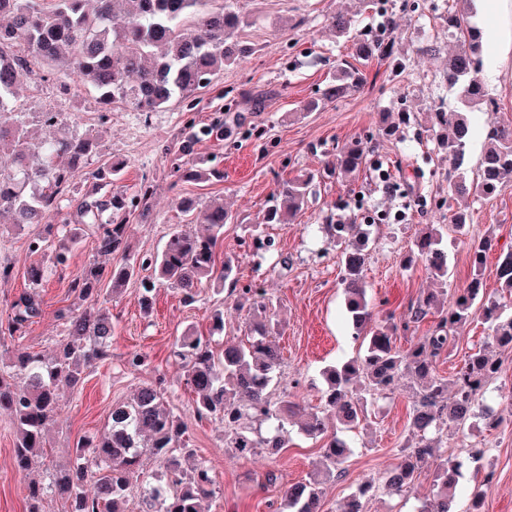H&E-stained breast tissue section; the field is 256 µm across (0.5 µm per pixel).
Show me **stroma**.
Wrapping results in <instances>:
<instances>
[{
	"label": "stroma",
	"mask_w": 512,
	"mask_h": 512,
	"mask_svg": "<svg viewBox=\"0 0 512 512\" xmlns=\"http://www.w3.org/2000/svg\"><path fill=\"white\" fill-rule=\"evenodd\" d=\"M249 26L238 39L248 49L236 64L214 75L212 84L193 100L173 103L154 112H138L124 105L103 107L77 77L45 78L35 71L20 92L27 128L33 138L55 131L92 133L99 147L74 178L71 193L98 192L100 167L114 160L124 164L117 188L133 196L141 181L153 183L147 213L128 217V240L134 252L151 255L168 235L183 228L179 203L189 198L199 208L224 204L235 220L225 225L219 260H231L237 285L200 288L193 305L159 287L151 317L139 306V279H132L112 302L118 320L112 336V357L87 372L76 388L63 389L60 411L51 425L44 456L33 470L13 465L15 430L7 412H0V512H26V486L44 478L47 470L70 461L77 442L99 435L114 406L129 401L137 388L155 377L165 379L170 408L187 424L186 440L194 450L193 463L208 468L215 494L206 512H271L289 485L308 481L321 465V443L301 435L275 456L260 448L240 457L218 420H198L193 414L195 395L186 386L172 351L185 332L208 335L211 314L224 312V331L213 345L237 344L247 339V312L241 309L243 288L264 289L271 311L281 323L276 338L282 363L273 401L291 400L307 411L321 405L320 370L356 357L358 347L349 339L339 286V251L333 227L360 223V207L387 213L404 211L403 223L374 225L375 240L366 266L369 294L379 302L381 315L410 319L419 299L435 282L424 264L406 268L408 252L419 230L428 224L448 225L449 185L455 171L439 147V134L429 114L451 112L460 106L458 88L444 74L448 57L458 48L448 32L449 11L473 9L483 31V66L480 73L496 109H475L478 124L512 121V0H386L381 9H364L361 0H232ZM350 17L358 34L382 36L394 46V57L405 60L396 72L392 60L362 65L366 83L360 91L333 100L323 93L337 69L354 64L352 40L337 36L331 16ZM409 113L411 121L398 137L382 138L381 113ZM55 124L44 121L46 114ZM359 137L368 146L365 163L356 177L341 179L325 173L326 161L347 141ZM390 173L396 191L375 178L376 164ZM214 167L220 177L193 178L194 170ZM314 174L308 204L291 224L262 225L270 195L279 184ZM471 220L463 231L450 229L444 239L451 263L449 288L463 287L470 278L469 245L494 232L496 251L484 269L486 295L502 300L497 269L500 250L512 248V176L490 196L464 202ZM37 224L16 226L0 215V268H9L0 280V319L29 282L32 261L27 249ZM110 267L111 258L98 256L92 240H84L70 254L66 270L50 275L40 288L43 313L29 325L23 342L32 350L51 354L61 333L59 308L72 303L70 276L89 262ZM451 354L441 356L437 369L451 376L468 354L491 340L481 320L456 331ZM145 356L140 370L128 369V354ZM415 385L401 379L386 393L375 396L367 427L346 435L352 453L343 474L323 486V512H340L347 495L358 484L376 478L395 464L409 437L408 418ZM441 454L464 457L481 453L491 472L490 482L477 486L474 470H467L455 502V512H466L474 489L482 491L481 512H512V417L494 430L476 419L464 428L447 425L438 434ZM433 465H424L401 496L376 495L365 512H419L430 493Z\"/></svg>",
	"instance_id": "1"
}]
</instances>
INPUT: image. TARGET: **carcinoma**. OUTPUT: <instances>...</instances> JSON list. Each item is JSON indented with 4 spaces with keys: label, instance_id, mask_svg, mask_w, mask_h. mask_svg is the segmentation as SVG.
<instances>
[{
    "label": "carcinoma",
    "instance_id": "1",
    "mask_svg": "<svg viewBox=\"0 0 512 512\" xmlns=\"http://www.w3.org/2000/svg\"><path fill=\"white\" fill-rule=\"evenodd\" d=\"M215 0H0V16L10 18L0 27V213L13 216L15 224H45L69 201L74 223L62 225L67 245L49 254L42 233L29 240V253L37 256L27 269L34 291L11 306L0 335L11 339L42 313L43 301L35 289L51 267L63 266L70 250L91 234L99 254L116 258L110 270L94 264L76 274L70 292L78 303L61 308L57 317L63 330L54 353L47 357L19 343L9 362L0 366V411L9 412L16 431L14 465L31 468L46 448L47 426L59 414V391L76 387L88 369L111 356L114 315L111 297L122 292L141 270H152L142 282L140 307L144 316L153 311L156 288L165 285L182 295L184 303L196 301L205 284L235 281L230 261L218 263L217 247L224 225L235 216L222 205L197 211L193 200L180 202L188 223L200 222L207 232L190 229L172 232L161 250L149 257L130 249L127 236L128 202L118 196L69 197L67 189L96 149V138L55 137L34 141L28 135L25 113L17 111L19 86L32 73V65H54L66 58L70 73L93 89L99 103H122L140 112H153L184 101L206 88L217 71L234 65L248 48L234 38L250 24L248 17ZM448 30L459 48L448 59V84L460 90L462 109L433 112V126L445 131L440 147L458 171L451 194L457 197L490 195L504 178L512 175V122H492L478 128L471 110L490 102L479 78L482 67V30L470 16L448 12ZM356 56L369 62L386 59L390 47L373 36H359L353 43ZM364 83L362 73L342 68L324 96L338 99L356 92ZM410 116L384 121L382 137L399 134ZM484 143L478 174L473 180L461 171L465 150L475 135ZM363 140H351L337 150L328 168L346 178L362 168ZM309 174L285 182L276 189L262 222L289 224L308 202ZM440 224H428L403 257V265L428 266L437 288L418 301L412 320L400 324L389 316L378 317L364 288L371 226L346 224L340 243V285L345 310L354 331L352 339L363 354L322 369L324 407L303 414L291 401L275 403L271 389L278 383L281 352L275 342L279 322L270 314V302L260 292L248 310L247 342L226 345L222 353L211 342L187 333L180 339L176 359L186 368L187 385L196 394L193 412L199 419L224 422L231 430V447L243 457L256 448L273 453L288 447L289 427L299 425L309 437H321L329 425L358 427L369 417L367 397L392 388L406 377L417 385L409 414L408 445L399 461L376 479L362 483L348 496L343 512H363V502L377 492L395 495L407 490L422 466L436 463L433 488L419 512H454L456 489L468 461L436 452L428 435L448 423L462 425L481 417L495 429L512 416V395L504 397L499 410L483 404L486 386L499 371L496 350H512V311L486 298L483 270L487 255L495 250V237L487 235L471 243V276L467 284L448 295L450 266L443 246ZM111 283V296L101 295L102 279ZM501 290L512 297V250L499 256ZM438 321L427 335L407 350L398 349L394 336L427 315ZM492 331V343L468 355L455 375H439L436 363L456 342L454 331L475 318ZM164 379L157 377L138 388L130 401L112 408L105 431L76 445L73 461L54 469L48 482L27 485V512H44L50 493L65 503L64 512H126L127 495L135 485L147 492L146 512H204V500L213 495V481L201 465L188 469L193 455L184 437L183 419L169 408ZM275 424V434L254 438L245 421L255 416ZM351 455L347 443L333 435L322 447L321 468L305 483L288 487L274 512H320L321 484ZM159 463L160 472L147 469L144 457ZM93 485L88 494L87 485Z\"/></svg>",
    "mask_w": 512,
    "mask_h": 512
}]
</instances>
